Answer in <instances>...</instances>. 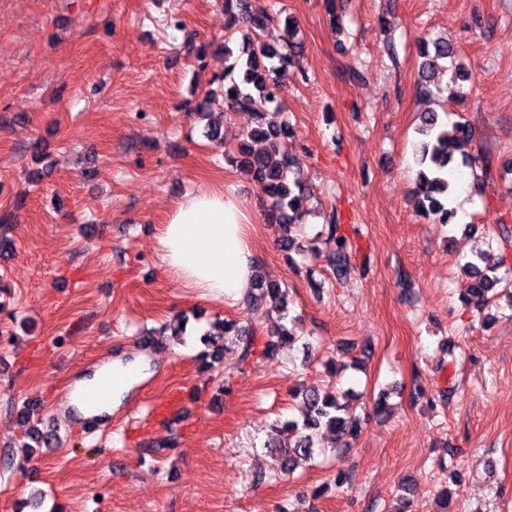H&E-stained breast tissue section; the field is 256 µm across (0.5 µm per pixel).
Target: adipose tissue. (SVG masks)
<instances>
[{
	"mask_svg": "<svg viewBox=\"0 0 512 512\" xmlns=\"http://www.w3.org/2000/svg\"><path fill=\"white\" fill-rule=\"evenodd\" d=\"M252 216L223 188L188 195L174 207L157 230L158 254L166 273L201 297L235 301L252 283L254 254ZM127 384L142 377L140 365L107 359L76 381L68 403L81 407L82 395L111 375Z\"/></svg>",
	"mask_w": 512,
	"mask_h": 512,
	"instance_id": "1",
	"label": "adipose tissue"
}]
</instances>
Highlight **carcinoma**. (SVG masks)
Masks as SVG:
<instances>
[{
	"label": "carcinoma",
	"mask_w": 512,
	"mask_h": 512,
	"mask_svg": "<svg viewBox=\"0 0 512 512\" xmlns=\"http://www.w3.org/2000/svg\"><path fill=\"white\" fill-rule=\"evenodd\" d=\"M224 10L229 15V29L243 22L264 35L269 32L274 22V17L268 14L249 13L243 0H224ZM285 26L288 39L282 44L249 40L235 48L230 45L229 37H224V42L219 47L224 51V58L233 60V63L224 71L223 103L218 105L215 99L207 95L199 104L198 111L204 116L215 113L222 115L226 108H246L254 113L258 125L248 133L247 141L241 143L238 156L231 158V162L266 190L271 199L269 221L277 225L282 240L291 244V228L302 218L299 201L304 194V187L300 182L289 180L296 158L288 152L286 140L294 136V131L290 126L267 120L270 107L278 101L280 95L277 68L273 66L272 60L276 58L287 64L299 53V45L293 41L292 21L285 20ZM420 55L423 58V91L430 93L438 88L440 80L447 73L452 78L465 80L458 68L441 64L443 60H453L456 57L454 47L448 45V42L423 39L420 41ZM419 133L424 136L416 149V161L420 167L416 182L420 213L440 224H450L456 216L448 196L450 182L454 180L459 168L472 166L466 155L462 160H456L454 151L472 139V129L463 122L450 127L439 119L438 113L425 112ZM254 139L266 141L265 150L253 151L248 141ZM327 232V240L335 243V248L327 255V262L336 279L341 280L347 275L350 254L348 240L339 232V224L334 214L329 217ZM496 269L497 265L490 263V255L486 251H476L474 258L463 265V270L471 278L468 295L484 298L495 291L502 282ZM287 295V289L280 284L257 278L247 292L246 301L256 310L263 309L267 313L274 310L283 312L287 308ZM235 329L233 322L224 321L221 323L220 332H204L200 335V341L212 349V356L217 359L223 355L224 338ZM238 334L244 336L246 331L240 329ZM275 336L276 340L265 345L268 353L290 347L297 339L285 324L279 326ZM344 396L345 393L330 389H311L304 394L306 414L303 424L294 421L284 424L288 442L282 469L286 474H293L300 461L311 459L315 452L313 435L320 428L325 427L335 432L339 439L356 435L357 423L344 416L345 404L341 403Z\"/></svg>",
	"instance_id": "obj_1"
}]
</instances>
